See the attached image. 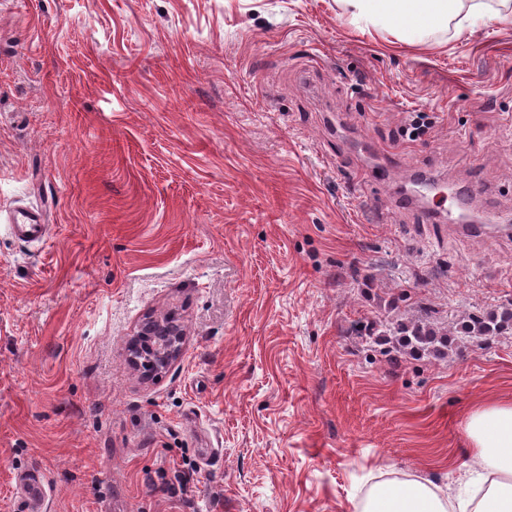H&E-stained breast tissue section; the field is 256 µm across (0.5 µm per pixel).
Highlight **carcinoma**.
<instances>
[{"label": "carcinoma", "mask_w": 512, "mask_h": 512, "mask_svg": "<svg viewBox=\"0 0 512 512\" xmlns=\"http://www.w3.org/2000/svg\"><path fill=\"white\" fill-rule=\"evenodd\" d=\"M364 339L371 345L387 344L389 348L409 355L442 356L448 351V327L428 319L395 320L382 333L364 329ZM512 332V306L500 312L474 314L457 328L456 339L463 342L477 337H495Z\"/></svg>", "instance_id": "obj_1"}]
</instances>
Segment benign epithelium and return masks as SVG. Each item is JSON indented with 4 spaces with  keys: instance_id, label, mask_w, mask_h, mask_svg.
<instances>
[{
    "instance_id": "7a95c632",
    "label": "benign epithelium",
    "mask_w": 512,
    "mask_h": 512,
    "mask_svg": "<svg viewBox=\"0 0 512 512\" xmlns=\"http://www.w3.org/2000/svg\"><path fill=\"white\" fill-rule=\"evenodd\" d=\"M183 336V329L175 322L151 320L140 327L130 351L145 372L160 375L180 357Z\"/></svg>"
}]
</instances>
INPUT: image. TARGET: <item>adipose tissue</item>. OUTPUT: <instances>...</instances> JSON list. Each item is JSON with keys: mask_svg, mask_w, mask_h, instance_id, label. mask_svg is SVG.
I'll use <instances>...</instances> for the list:
<instances>
[{"mask_svg": "<svg viewBox=\"0 0 512 512\" xmlns=\"http://www.w3.org/2000/svg\"><path fill=\"white\" fill-rule=\"evenodd\" d=\"M356 22L393 28L410 39L455 22L457 31L479 20L501 19L485 0H346ZM466 432L478 465L464 497L453 501L425 478L399 486L373 484L358 512H512V401L490 402L466 418Z\"/></svg>", "mask_w": 512, "mask_h": 512, "instance_id": "obj_1", "label": "adipose tissue"}]
</instances>
